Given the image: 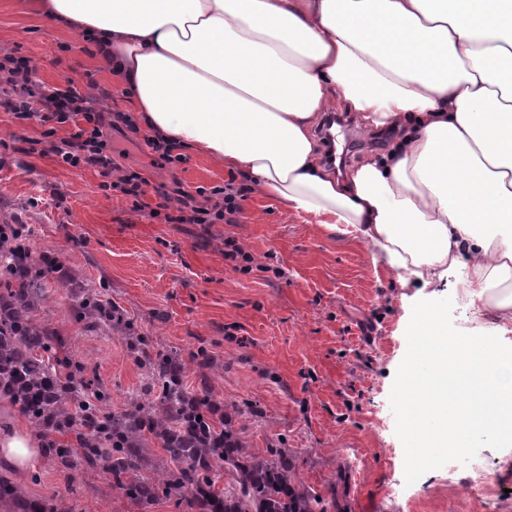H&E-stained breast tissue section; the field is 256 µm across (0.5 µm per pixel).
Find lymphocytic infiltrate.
Instances as JSON below:
<instances>
[{
  "label": "lymphocytic infiltrate",
  "mask_w": 512,
  "mask_h": 512,
  "mask_svg": "<svg viewBox=\"0 0 512 512\" xmlns=\"http://www.w3.org/2000/svg\"><path fill=\"white\" fill-rule=\"evenodd\" d=\"M5 81L10 89L0 95V112L11 113L19 121L74 125L75 130L69 138L51 147L60 164L96 169L101 176L108 178L109 189L119 191L133 201H140L146 195L147 179L136 171H119L112 146L104 135L108 126L137 134L139 128L130 114L118 111L103 114L89 96L71 86L44 91L24 58L14 59ZM248 191L247 184L227 182L214 190L219 197L218 203L204 207L198 204L194 194L182 190L174 202L157 203L150 216L164 219L168 224H232L242 211V202Z\"/></svg>",
  "instance_id": "1"
}]
</instances>
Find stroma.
Returning <instances> with one entry per match:
<instances>
[{
  "mask_svg": "<svg viewBox=\"0 0 512 512\" xmlns=\"http://www.w3.org/2000/svg\"><path fill=\"white\" fill-rule=\"evenodd\" d=\"M27 58L46 89L66 85L95 94L102 110L129 111L123 86L85 35L57 27L0 0V60ZM332 133L316 130L321 157L339 173L389 139L355 138L350 114L337 110ZM38 122L18 123L0 112V225L18 224L33 260L49 255L64 278L40 281L37 319L63 348L88 365L87 378L112 395L121 411L146 386L143 368L118 333L87 330L72 318L75 293L99 290L119 306L159 350L189 359L206 350L217 370L191 363L190 390L210 384L221 402L242 409L238 419L250 448L287 449L298 481L343 512H512V446L486 448V471L500 494L491 508L464 500L475 478L466 465L423 468L412 459V398L401 397L418 312L426 299L401 287L396 274L375 262L366 245L249 193L235 224H168L151 218L158 201L143 207L103 189L93 169L55 162L53 141ZM149 130L125 137L108 130L122 167L144 174L166 191L223 185L231 173L210 158L187 152L184 163L160 165L147 144ZM253 256L243 272L224 257L226 242ZM457 280L433 299L449 335L485 329L478 307L457 297ZM0 476L22 485L29 498L53 505L68 499L76 512H194L188 501L159 499L139 505L109 477L62 472L37 457L23 473L0 466Z\"/></svg>",
  "mask_w": 512,
  "mask_h": 512,
  "instance_id": "stroma-1",
  "label": "stroma"
}]
</instances>
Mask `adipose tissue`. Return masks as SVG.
<instances>
[{"instance_id":"1","label":"adipose tissue","mask_w":512,"mask_h":512,"mask_svg":"<svg viewBox=\"0 0 512 512\" xmlns=\"http://www.w3.org/2000/svg\"><path fill=\"white\" fill-rule=\"evenodd\" d=\"M23 0L97 40L138 119L251 178L258 193L363 241L401 286L459 272L487 334L456 355L472 374L423 392L424 448L448 423L499 445L512 425V0ZM345 106L357 133L398 138L345 178L312 129ZM408 376L448 371L447 324L420 313ZM35 434L0 432V463L26 468Z\"/></svg>"}]
</instances>
